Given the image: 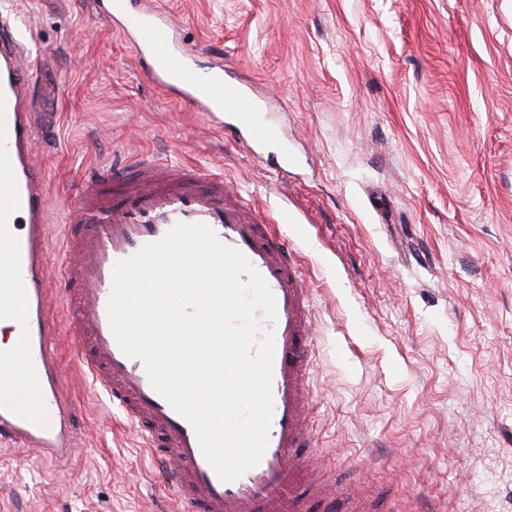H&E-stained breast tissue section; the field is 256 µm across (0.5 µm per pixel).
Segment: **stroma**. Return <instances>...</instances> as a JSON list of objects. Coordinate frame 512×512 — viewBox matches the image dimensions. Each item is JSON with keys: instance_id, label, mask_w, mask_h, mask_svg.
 Segmentation results:
<instances>
[{"instance_id": "stroma-1", "label": "stroma", "mask_w": 512, "mask_h": 512, "mask_svg": "<svg viewBox=\"0 0 512 512\" xmlns=\"http://www.w3.org/2000/svg\"><path fill=\"white\" fill-rule=\"evenodd\" d=\"M160 2L198 64L267 96L287 169L156 89L89 0H0L47 61L53 209L144 152L222 175L295 243L334 487L381 512H512V0ZM56 345L77 452L0 445V512H165L134 426Z\"/></svg>"}]
</instances>
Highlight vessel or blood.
<instances>
[{
	"instance_id": "1",
	"label": "vessel or blood",
	"mask_w": 512,
	"mask_h": 512,
	"mask_svg": "<svg viewBox=\"0 0 512 512\" xmlns=\"http://www.w3.org/2000/svg\"><path fill=\"white\" fill-rule=\"evenodd\" d=\"M93 6L131 43L140 66L163 92L206 120L230 117L235 141L248 150L287 154L249 88L227 79L223 66H197L154 0H93ZM38 75L37 63H23L13 25L0 18V321L12 323L16 333L13 342L0 345V441L53 462L69 458L75 430L54 346L58 330L50 317L49 178L34 154L41 118L34 106ZM111 184L125 186L120 201L107 198ZM179 222L205 224L243 253L275 299V320L262 323L274 340L267 448L257 465L230 482L219 479L192 424L155 391L143 361L123 353L108 317L116 263ZM62 228L61 298L71 344L85 375L135 425L159 468L163 491L175 503L172 512H307L315 328L309 291L278 225L264 223L225 188L223 177L144 153L130 172L95 168L81 184L76 216H65Z\"/></svg>"
}]
</instances>
